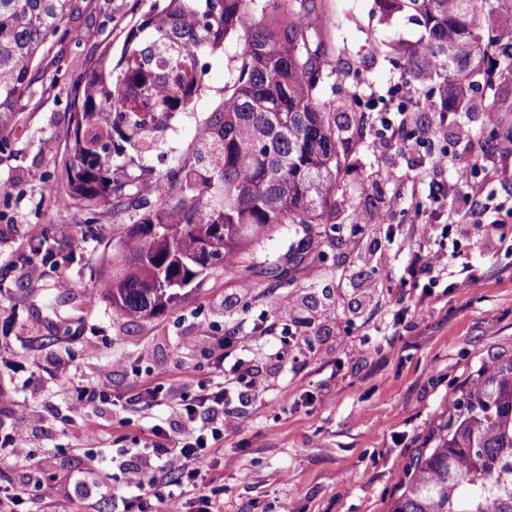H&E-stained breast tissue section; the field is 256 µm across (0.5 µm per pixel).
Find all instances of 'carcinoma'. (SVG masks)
<instances>
[{
  "label": "carcinoma",
  "mask_w": 512,
  "mask_h": 512,
  "mask_svg": "<svg viewBox=\"0 0 512 512\" xmlns=\"http://www.w3.org/2000/svg\"><path fill=\"white\" fill-rule=\"evenodd\" d=\"M313 0H153L130 29L115 66H91L72 116L63 181L50 191L97 211L134 204L144 186L156 204L112 244L104 284L112 308L130 318L158 315L209 266L225 265L281 224H321L336 211L339 146L349 108L323 93L309 20ZM505 0H377L382 16L404 15L420 28L397 47L405 80L427 79L430 108L466 112L472 76L490 51L512 69V43L493 34ZM74 0H0V112L14 111L30 74ZM261 18L254 24L247 18ZM237 39L224 99L200 124L188 157L144 178L151 129L138 111H194L200 57ZM169 54L168 74L146 68ZM439 93V101L433 93ZM211 247L209 264L197 257ZM478 384L448 408V419L416 449L387 512H512V360L483 368Z\"/></svg>",
  "instance_id": "carcinoma-1"
}]
</instances>
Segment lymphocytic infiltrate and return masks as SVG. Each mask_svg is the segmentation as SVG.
Segmentation results:
<instances>
[{"label": "lymphocytic infiltrate", "mask_w": 512, "mask_h": 512, "mask_svg": "<svg viewBox=\"0 0 512 512\" xmlns=\"http://www.w3.org/2000/svg\"><path fill=\"white\" fill-rule=\"evenodd\" d=\"M424 258L422 266H407L410 278L422 272H445L453 266L465 272L470 269L459 245H448L443 239L433 241ZM263 384L259 375L237 363L192 396L162 383L150 388V395L161 396L180 420L192 425L201 419L205 425L190 438L177 441L169 428L156 425L142 447L130 449L136 462L125 471V484L134 492L125 504L127 512L140 507L146 497L155 499V512H185L184 485L195 486L204 479L221 451L225 431L240 427L236 412L223 408L225 396L236 393L244 405L259 396Z\"/></svg>", "instance_id": "f902f5d3"}]
</instances>
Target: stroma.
<instances>
[{
  "label": "stroma",
  "instance_id": "35a3bbf8",
  "mask_svg": "<svg viewBox=\"0 0 512 512\" xmlns=\"http://www.w3.org/2000/svg\"><path fill=\"white\" fill-rule=\"evenodd\" d=\"M151 3L76 0L31 72L30 93L0 114V437L19 424L30 435L26 460L0 455V477L25 490V512H75L86 502L95 512H123L126 449L142 444L153 423L174 419L143 391L163 379L196 392L225 352L259 369L268 390L240 408L244 429L224 434L206 488L223 512H386L410 456L450 401L483 366L512 359V218L474 224L452 208V235L471 274L413 280L404 272L442 231L418 180L448 183L457 168L485 166L495 177H476V185L500 202L512 195V71L475 76L471 111L432 146L408 140L440 122L414 102L397 135L383 137L374 119L397 110L402 84L394 46L417 40L418 27L381 19L374 0H314L322 72L355 115L331 223L280 225L165 313L130 319L100 291L109 246L133 209L107 208L93 220L59 205L49 186L62 178L83 75L104 50L120 56ZM235 50L230 44L207 58L194 111L145 160L154 173L189 153L196 126L224 98ZM435 149L447 150L446 169L429 168ZM380 213L387 223H373ZM363 215L369 223H360ZM49 251L74 259L56 264ZM34 264L37 279L27 275ZM62 275L68 287H57ZM288 298L295 310L272 314ZM233 329L249 337L247 350L225 351ZM290 330L291 355L277 360L278 338ZM87 385L109 401L81 405ZM48 476L58 479L49 504L39 492Z\"/></svg>",
  "mask_w": 512,
  "mask_h": 512
}]
</instances>
